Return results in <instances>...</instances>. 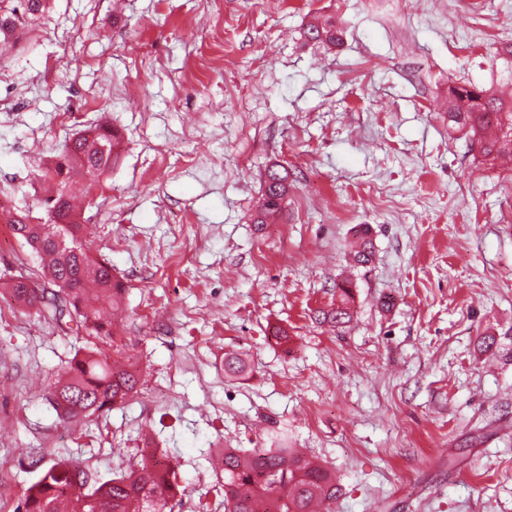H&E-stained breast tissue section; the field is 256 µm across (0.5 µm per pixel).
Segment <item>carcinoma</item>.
Segmentation results:
<instances>
[{
    "mask_svg": "<svg viewBox=\"0 0 512 512\" xmlns=\"http://www.w3.org/2000/svg\"><path fill=\"white\" fill-rule=\"evenodd\" d=\"M48 0H0V36H8L31 19L42 17ZM307 38L336 46L342 31L332 18L316 20L304 30ZM448 127L463 133L484 159L512 156V103L473 83L448 88ZM92 138L77 133L61 153L40 171L39 177L56 184L54 195L44 198L45 215L56 221L26 224V213L0 202V220L9 224L23 246L30 248L48 283L68 285L66 299L33 277L7 283L12 296L40 316L57 321L69 318L90 336L114 334L111 311L121 306L125 285L113 278L112 264L93 255L80 224L69 222L75 212L72 200L80 191L92 189L118 158V134L105 124L95 126ZM288 197V175L268 170L253 223L266 224L283 211ZM358 249L353 261L370 264L374 246L365 228L357 230ZM336 305L321 312L322 319L338 326L352 318L354 302L349 282L336 285ZM249 372L240 355H224V373L233 378ZM138 371L130 360L109 361L102 351L88 348L76 355L49 389L48 400L57 415L73 422L86 414L112 410L138 394ZM224 467V512H318L336 501L340 488L336 475L308 459L296 448L276 443L253 452L239 448L220 451ZM76 464L60 461L47 469L22 494L17 512H174L185 487L178 470L156 448L142 451L140 464L121 469L107 480L84 471L81 482L72 480Z\"/></svg>",
    "mask_w": 512,
    "mask_h": 512,
    "instance_id": "cac0c4a2",
    "label": "carcinoma"
}]
</instances>
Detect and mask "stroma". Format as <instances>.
Wrapping results in <instances>:
<instances>
[{
    "instance_id": "stroma-1",
    "label": "stroma",
    "mask_w": 512,
    "mask_h": 512,
    "mask_svg": "<svg viewBox=\"0 0 512 512\" xmlns=\"http://www.w3.org/2000/svg\"><path fill=\"white\" fill-rule=\"evenodd\" d=\"M316 16L342 46L304 37ZM510 40L512 0H50L0 47V199L37 208L39 164L119 130L78 211L126 285L95 343L141 390L60 420L47 388L90 341L0 288V512L54 462L107 479L147 441L183 480L174 512H224L212 451L280 434L335 471L333 512H512V158L448 128L449 86L512 100ZM275 164L292 187L258 226ZM346 278L351 322L319 323Z\"/></svg>"
}]
</instances>
